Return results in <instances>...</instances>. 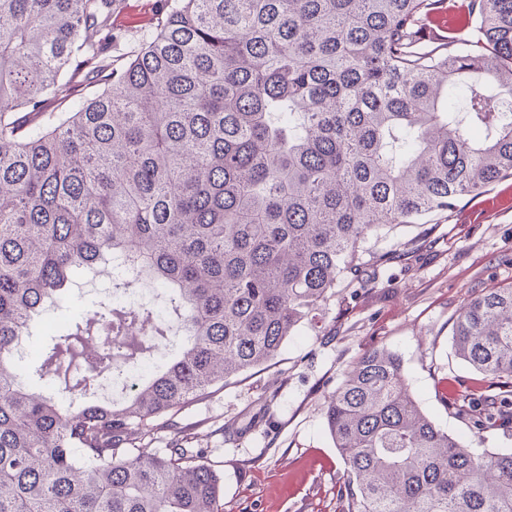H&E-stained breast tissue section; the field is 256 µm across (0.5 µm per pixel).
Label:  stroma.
I'll return each instance as SVG.
<instances>
[{"instance_id": "35a3bbf8", "label": "stroma", "mask_w": 512, "mask_h": 512, "mask_svg": "<svg viewBox=\"0 0 512 512\" xmlns=\"http://www.w3.org/2000/svg\"><path fill=\"white\" fill-rule=\"evenodd\" d=\"M165 12L166 0H122L110 30L96 38L109 54L129 52ZM371 246L388 262L365 267L330 300L318 328L302 326L271 365L175 413L174 423L195 429L197 447L223 475L224 512H344L337 494L344 465L325 398L372 347L401 356L414 400L439 428L473 448H512V428L477 431L447 401L451 393L467 400L498 392L454 356L452 333L470 295L512 283V178L463 198L438 223L396 227ZM75 280L58 308L33 321L28 357L46 346V325L112 287L105 272ZM261 411L269 428L247 430Z\"/></svg>"}]
</instances>
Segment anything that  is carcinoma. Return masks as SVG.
<instances>
[{"instance_id":"carcinoma-1","label":"carcinoma","mask_w":512,"mask_h":512,"mask_svg":"<svg viewBox=\"0 0 512 512\" xmlns=\"http://www.w3.org/2000/svg\"><path fill=\"white\" fill-rule=\"evenodd\" d=\"M445 2L172 0L114 65L87 33L119 0H0V512H223V477L165 417L273 361L369 239L512 178V0H463L428 45ZM86 70L99 88L43 109ZM111 261L127 276L22 383L29 322ZM137 284L164 309L114 299ZM452 342L508 388L472 403L474 427L512 424V284L466 299ZM325 418L347 512H512V449L438 428L389 349L360 355ZM160 430L168 447L136 445Z\"/></svg>"}]
</instances>
